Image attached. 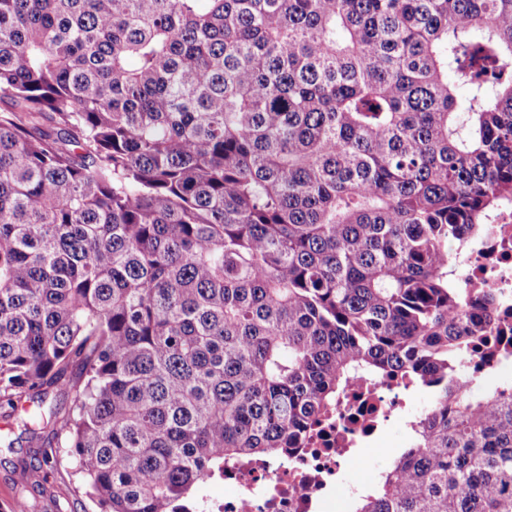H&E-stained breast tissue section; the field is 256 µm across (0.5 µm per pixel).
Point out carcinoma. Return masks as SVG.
Returning <instances> with one entry per match:
<instances>
[{
	"instance_id": "carcinoma-1",
	"label": "carcinoma",
	"mask_w": 512,
	"mask_h": 512,
	"mask_svg": "<svg viewBox=\"0 0 512 512\" xmlns=\"http://www.w3.org/2000/svg\"><path fill=\"white\" fill-rule=\"evenodd\" d=\"M509 60L512 0H0V417L73 372L25 427L99 512H200L400 374L430 404L349 512H512L450 254L512 206Z\"/></svg>"
}]
</instances>
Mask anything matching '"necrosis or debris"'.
Masks as SVG:
<instances>
[{"mask_svg":"<svg viewBox=\"0 0 512 512\" xmlns=\"http://www.w3.org/2000/svg\"><path fill=\"white\" fill-rule=\"evenodd\" d=\"M465 284L498 297L496 327L512 326V208L489 224L484 239L459 258ZM407 384L360 381L338 415L316 425L304 447L237 463L224 475V499L203 497V512H336L339 477L362 445L377 442L384 426L406 408Z\"/></svg>","mask_w":512,"mask_h":512,"instance_id":"1","label":"necrosis or debris"}]
</instances>
